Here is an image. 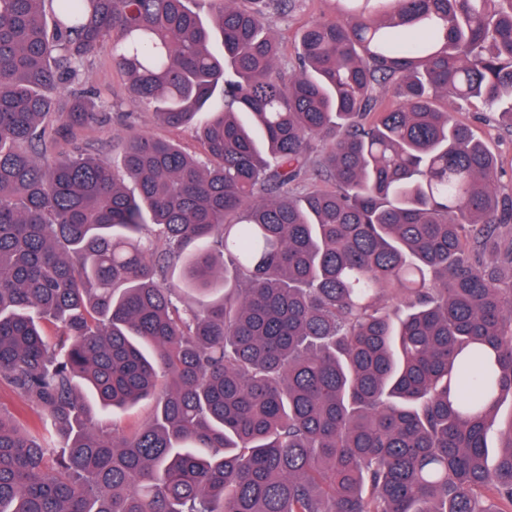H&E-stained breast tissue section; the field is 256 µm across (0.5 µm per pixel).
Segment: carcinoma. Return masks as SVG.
<instances>
[{
  "label": "carcinoma",
  "mask_w": 512,
  "mask_h": 512,
  "mask_svg": "<svg viewBox=\"0 0 512 512\" xmlns=\"http://www.w3.org/2000/svg\"><path fill=\"white\" fill-rule=\"evenodd\" d=\"M293 2L0 0V512H512V197L454 113L512 128V0H332L288 74ZM106 48L201 155L92 152ZM1 408L6 413L18 416L23 423H32L37 419V412L34 408L24 403L7 385L0 383ZM149 415V407L147 404H143L137 409L129 413H117L112 416L110 415H98L97 423L99 426H107L112 428V423L117 426L124 428L138 424H142L146 421Z\"/></svg>",
  "instance_id": "carcinoma-1"
}]
</instances>
